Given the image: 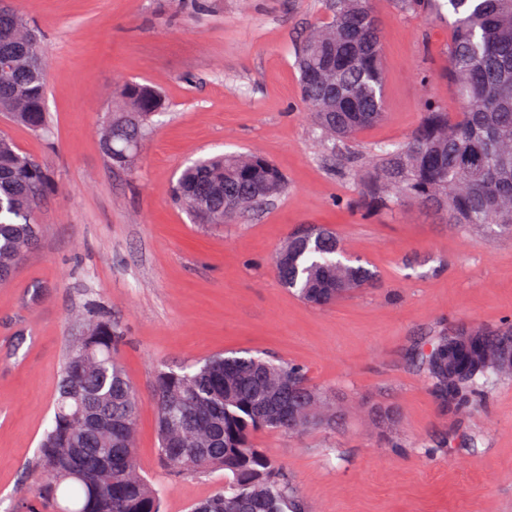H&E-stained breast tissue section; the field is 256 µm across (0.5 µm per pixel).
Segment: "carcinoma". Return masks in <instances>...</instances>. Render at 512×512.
<instances>
[{
	"label": "carcinoma",
	"instance_id": "obj_1",
	"mask_svg": "<svg viewBox=\"0 0 512 512\" xmlns=\"http://www.w3.org/2000/svg\"><path fill=\"white\" fill-rule=\"evenodd\" d=\"M454 16L448 81L462 103L456 117L434 103L400 144L381 145L377 161L353 171L358 205L369 211L391 195L430 202L453 226L496 228L512 237V0H448ZM330 21L295 51L304 101L317 127L350 139L384 112L379 20L366 0H331ZM0 114L50 138L46 48L11 6L0 0ZM115 109L100 142L116 167L135 156L129 140L144 141L163 114L159 90L128 81L114 91ZM47 172L0 135V281L40 242L36 209ZM286 181L254 153L199 158L180 173L175 197L204 224H222L284 192ZM276 253L280 281L306 303L326 307L374 280L342 256L336 233L312 225ZM84 333L67 347L34 466V500L25 512H162L161 496L139 471L135 435L140 401L117 350L123 333L94 300L85 304ZM512 323L463 324L437 336L422 355L432 390L463 412L490 386L512 377ZM159 453L179 475L224 472V488L191 512H306L283 468L253 440L257 431L297 434L333 421L340 407L293 363L250 353L215 356L179 370H157L153 382Z\"/></svg>",
	"mask_w": 512,
	"mask_h": 512
}]
</instances>
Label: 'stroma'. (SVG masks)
Returning <instances> with one entry per match:
<instances>
[{"label": "stroma", "mask_w": 512, "mask_h": 512, "mask_svg": "<svg viewBox=\"0 0 512 512\" xmlns=\"http://www.w3.org/2000/svg\"><path fill=\"white\" fill-rule=\"evenodd\" d=\"M382 21L384 119L355 141L323 142L293 52L328 13L324 0H14L47 48L51 138L0 116V133L51 177L41 242L0 282V512L33 497L32 464L53 413L67 346L94 299L126 338L123 369L141 400L136 453L163 512H190L223 473L173 477L160 462L154 374L216 354H268L303 367L342 413L256 442L286 469L310 512H512V381L458 414L419 364L461 325L512 320V237L450 228L441 211L398 198L371 215L351 173L404 141L432 102L459 112L444 74L448 0L421 14L368 0ZM167 105L129 168L99 129L126 81ZM250 151L287 189L234 220L194 223L173 186L191 161ZM311 224L332 228L375 280L336 304H305L272 256ZM394 413L393 427L359 412Z\"/></svg>", "instance_id": "obj_1"}]
</instances>
